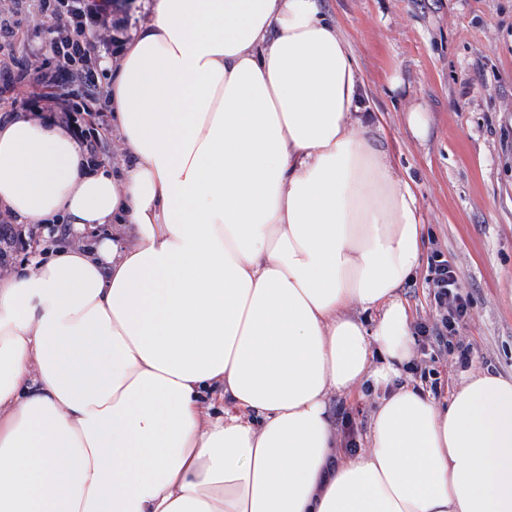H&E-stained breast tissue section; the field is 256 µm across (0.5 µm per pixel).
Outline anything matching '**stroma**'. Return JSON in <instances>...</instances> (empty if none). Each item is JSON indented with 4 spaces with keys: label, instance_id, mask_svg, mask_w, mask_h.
Here are the masks:
<instances>
[{
    "label": "stroma",
    "instance_id": "35a3bbf8",
    "mask_svg": "<svg viewBox=\"0 0 512 512\" xmlns=\"http://www.w3.org/2000/svg\"><path fill=\"white\" fill-rule=\"evenodd\" d=\"M351 44L373 103L385 116L396 172L414 179L428 250L441 251L470 301L458 338L460 367L445 348L417 352L415 385L445 400L463 370L512 374V0H327ZM48 24L29 10L17 58L49 59ZM427 106L417 138L407 110ZM421 265L402 288L415 323L439 315Z\"/></svg>",
    "mask_w": 512,
    "mask_h": 512
}]
</instances>
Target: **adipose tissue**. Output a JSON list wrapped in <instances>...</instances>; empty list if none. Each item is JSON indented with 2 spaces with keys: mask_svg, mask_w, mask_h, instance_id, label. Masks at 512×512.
<instances>
[{
  "mask_svg": "<svg viewBox=\"0 0 512 512\" xmlns=\"http://www.w3.org/2000/svg\"><path fill=\"white\" fill-rule=\"evenodd\" d=\"M102 64L120 169L0 121V212L89 239L0 277V512H512V376L403 379L425 219L324 0H154ZM373 404L374 402L371 395H367L361 399H359L355 394L336 398V411L340 416L339 433L343 437L341 421L342 416L346 415L353 423L355 441L357 445L356 448H354L355 451L364 446L362 442L358 443L357 441L360 439L361 434L368 428Z\"/></svg>",
  "mask_w": 512,
  "mask_h": 512,
  "instance_id": "1",
  "label": "adipose tissue"
}]
</instances>
